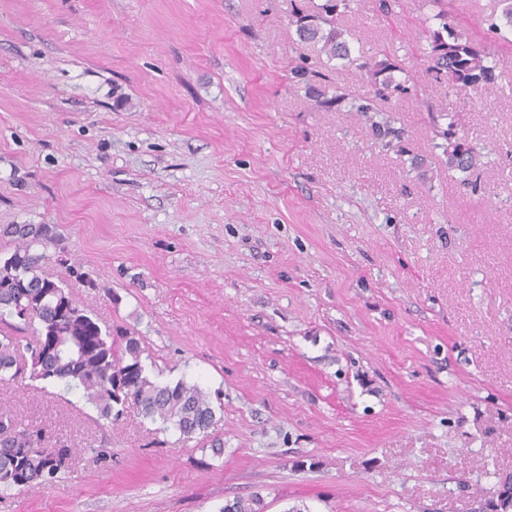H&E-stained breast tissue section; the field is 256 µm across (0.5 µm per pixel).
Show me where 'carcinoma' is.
I'll list each match as a JSON object with an SVG mask.
<instances>
[{
  "label": "carcinoma",
  "mask_w": 512,
  "mask_h": 512,
  "mask_svg": "<svg viewBox=\"0 0 512 512\" xmlns=\"http://www.w3.org/2000/svg\"><path fill=\"white\" fill-rule=\"evenodd\" d=\"M353 0H320L312 9L294 12L293 23L300 41L315 46L332 59L356 66L370 79L373 96L355 100L358 112H376L377 101H388L406 91L407 73L402 63L375 47L352 57L347 30L336 26L339 17L351 11ZM440 28L429 35L426 73L448 86L466 88L494 80L490 53L482 40L464 38L448 24V0H427ZM455 123L436 130L444 139L448 167L475 172L481 166V151L465 136L457 135ZM0 236L15 242L14 250L0 256V381L15 379L25 371L17 362L19 334L30 330L35 344H26L31 362L29 378L54 381L81 391L101 418L117 420L126 404L141 408L143 417L190 438L204 434L216 424V412L202 389L179 380L160 384L147 374L140 340L121 326L101 324L85 309L64 281L45 273L43 264L56 249L55 262L87 288L96 282L71 261L53 224H6ZM74 449L59 443L44 446L42 432L17 418L0 413V492L31 489L55 478L68 465ZM259 493L226 501L220 512H264Z\"/></svg>",
  "instance_id": "cac0c4a2"
}]
</instances>
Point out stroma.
<instances>
[{"label": "stroma", "mask_w": 512, "mask_h": 512, "mask_svg": "<svg viewBox=\"0 0 512 512\" xmlns=\"http://www.w3.org/2000/svg\"><path fill=\"white\" fill-rule=\"evenodd\" d=\"M310 0H0V225L53 224L134 329L159 383L208 394L206 436L80 391L0 383V412L75 448L0 512H496L512 476V29L451 0L495 83L426 75V0L340 18L351 49L408 66L394 110L355 111L363 72L300 42ZM326 77L323 106L289 79ZM483 152L448 167L436 128ZM399 131L385 146L376 126ZM264 508V500L256 492L247 497H237L232 501H226L220 512H263Z\"/></svg>", "instance_id": "35a3bbf8"}]
</instances>
